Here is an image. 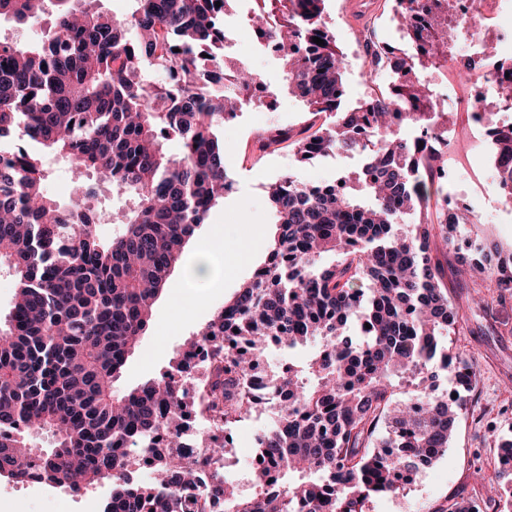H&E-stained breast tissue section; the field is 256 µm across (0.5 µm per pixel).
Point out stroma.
<instances>
[{
  "label": "stroma",
  "mask_w": 512,
  "mask_h": 512,
  "mask_svg": "<svg viewBox=\"0 0 512 512\" xmlns=\"http://www.w3.org/2000/svg\"><path fill=\"white\" fill-rule=\"evenodd\" d=\"M344 0H326V21L338 47L348 56L346 97L356 100L384 92L391 79L370 75L356 46L365 35L379 42L401 43V34L388 0H373L369 33L349 24L343 14ZM235 56L268 84L279 87L274 110L252 108L239 113L233 126L219 131L224 142V159L233 181L232 191L209 212L203 228L197 229L181 262L170 270L167 287L154 305L153 321L129 355L117 392L123 393L156 378L167 370L188 344L218 311L265 263L277 231L275 214L267 196V185L285 174L305 183H331L354 171L355 161L322 157L299 163L292 148L283 147L265 155L253 151L250 135L254 126H301L306 115L302 101L280 87L281 65L254 40L237 42ZM217 227L224 240V280L214 288H198L184 279L185 269L200 250L205 230ZM469 242L461 231L456 248L436 243L433 254L443 265L448 291L465 319L453 338L457 349L468 354L477 373V388L461 412L447 452L429 473L416 480L398 496L376 500L371 512H441L452 499L476 501L480 512H512V502L491 499L480 483L483 473L492 472L498 442L512 440V295L491 308L475 307L471 301V280L457 273L459 249ZM272 410L253 414L233 434V451L226 461V476L248 464L254 449V434L267 430ZM107 493L104 485L75 495L45 485L26 487L0 479V512H99Z\"/></svg>",
  "instance_id": "stroma-1"
}]
</instances>
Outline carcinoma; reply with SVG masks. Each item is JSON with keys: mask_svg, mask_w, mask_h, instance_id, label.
Returning a JSON list of instances; mask_svg holds the SVG:
<instances>
[{"mask_svg": "<svg viewBox=\"0 0 512 512\" xmlns=\"http://www.w3.org/2000/svg\"><path fill=\"white\" fill-rule=\"evenodd\" d=\"M134 2L118 19L99 0H0V19L49 18L33 44L0 39V138L16 136L0 157V269L15 280L0 319V476L74 494L108 481L101 512H370L448 451L477 380L450 345L460 315L431 245H454L481 217L431 210L448 190L395 123H448L421 73L447 68L454 39L467 38L456 0H393L408 49L392 64L389 92L360 112L344 109L347 61L325 0H263L248 22L275 48L285 88L333 121L268 137L256 151L288 141L301 162L341 153L366 162L326 189L290 175L270 184L278 228L267 262L174 371L120 394L113 384L171 267L232 189L217 136L224 116L256 104L245 96L254 74L228 54L237 0ZM382 49L365 41L372 74ZM148 66L172 82H151ZM226 75L232 84L213 89ZM491 129L498 189L512 204V126ZM170 137L183 143L178 157L164 149ZM29 141L88 177L69 202L46 193L44 158ZM105 188L131 201L108 241L98 233ZM324 254L334 259L323 264ZM462 263L479 287L512 290V252L477 236ZM317 337L322 348L304 364L266 372L288 406L257 447L251 491L223 477L198 490V470L232 452L230 431L262 408L250 379L265 351ZM205 348L210 360L178 378ZM437 368L458 382L459 398L434 388ZM194 412L206 423L204 454L185 461L177 448ZM37 433L50 447L28 445ZM135 462L155 469L153 481L133 479Z\"/></svg>", "mask_w": 512, "mask_h": 512, "instance_id": "1", "label": "carcinoma"}]
</instances>
